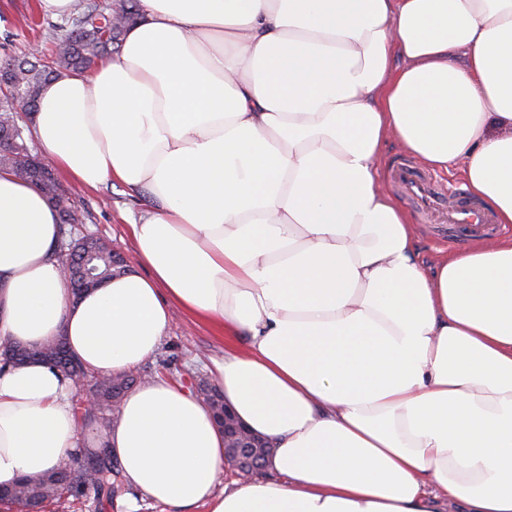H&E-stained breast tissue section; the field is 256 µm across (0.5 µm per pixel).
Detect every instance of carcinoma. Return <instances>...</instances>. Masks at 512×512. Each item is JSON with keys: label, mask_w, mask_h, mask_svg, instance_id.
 Masks as SVG:
<instances>
[{"label": "carcinoma", "mask_w": 512, "mask_h": 512, "mask_svg": "<svg viewBox=\"0 0 512 512\" xmlns=\"http://www.w3.org/2000/svg\"><path fill=\"white\" fill-rule=\"evenodd\" d=\"M140 18L139 0H119L117 7L105 9L88 0L84 10L73 20L72 28L56 39L49 57L33 62L14 59L3 65L11 69L15 81L21 84L27 110L36 111L37 98L44 85L63 71L87 70L121 46L127 28ZM15 98L0 94V138L13 139L0 145V169H7L21 180L34 184L57 208L61 224H82L84 214L69 202L51 167L29 160L25 128L14 116ZM66 250L87 259L89 267L100 279L110 280L126 271L124 259L112 249L106 239L86 235L66 242ZM39 358L72 379L83 376L89 380L88 393L93 404H84L80 391L74 392V409L84 427L112 423L111 414L120 408L125 394L135 385L154 379L153 374L127 372L100 374L88 371L69 352L66 343L57 339L40 346H28L16 341L0 342V359L24 362ZM89 453L60 463L53 471L21 478L15 485L0 489V499L9 500L21 508L43 509L76 497L91 487L99 500L111 501L125 491L120 469L107 456L89 465Z\"/></svg>", "instance_id": "obj_1"}]
</instances>
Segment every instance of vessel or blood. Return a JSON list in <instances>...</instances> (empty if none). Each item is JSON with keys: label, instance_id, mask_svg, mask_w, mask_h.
I'll return each mask as SVG.
<instances>
[{"label": "vessel or blood", "instance_id": "b4317fda", "mask_svg": "<svg viewBox=\"0 0 512 512\" xmlns=\"http://www.w3.org/2000/svg\"><path fill=\"white\" fill-rule=\"evenodd\" d=\"M393 184L419 213H442L445 224L465 237H491L499 227L492 215L464 192L446 194L441 184L409 160L399 161L391 171Z\"/></svg>", "mask_w": 512, "mask_h": 512}]
</instances>
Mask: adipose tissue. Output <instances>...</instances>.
<instances>
[{"label": "adipose tissue", "mask_w": 512, "mask_h": 512, "mask_svg": "<svg viewBox=\"0 0 512 512\" xmlns=\"http://www.w3.org/2000/svg\"><path fill=\"white\" fill-rule=\"evenodd\" d=\"M115 58L64 72L28 121L79 186L152 198L140 271L73 298L58 215L0 171V339L63 337L135 370L175 312L274 454L218 489L224 432L182 384L126 395L104 443L185 512H512V236L424 266L382 191L386 141L460 171L512 224V0H140ZM70 382L0 367V486L82 446Z\"/></svg>", "instance_id": "adipose-tissue-1"}]
</instances>
